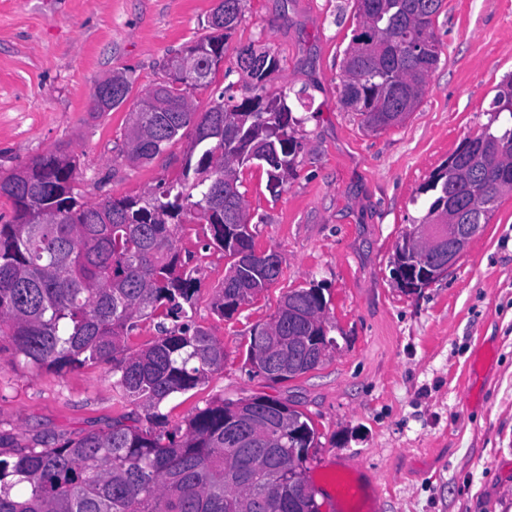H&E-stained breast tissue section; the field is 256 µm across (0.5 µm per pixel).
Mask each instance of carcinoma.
<instances>
[{
	"mask_svg": "<svg viewBox=\"0 0 512 512\" xmlns=\"http://www.w3.org/2000/svg\"><path fill=\"white\" fill-rule=\"evenodd\" d=\"M246 0H221L224 22L207 19L211 33L187 46H205L202 71L160 84V112L129 110L127 156L151 161L175 141L191 138L182 178L157 185L145 198H108L89 204L75 191L76 159L59 147L0 174V197L13 216L0 224V336L35 368L62 371L112 365L117 400L133 402L146 420L125 416L112 426L51 448H22L0 457V512H319L306 467L316 432L294 406L267 396L218 401L186 429L159 430L163 402L205 383L224 364V345L195 325L199 288L176 247V230L193 212L209 225L211 246L224 252L228 273L214 310L230 316L273 284L283 261L256 249L239 168L266 170L279 186L294 166L297 143L288 134L286 95H262L278 71L269 52L240 53L258 94L236 100L234 83L199 110L189 91L208 89ZM359 16L343 58L340 101L374 133L413 112L438 61L435 19L443 0H356ZM120 94L91 104L102 114L129 100L133 83L112 75ZM512 192V126L463 139L448 161L420 188L430 194L422 223L457 199L459 223H489L497 202ZM404 233L395 246L392 274L416 290L436 280L430 254L416 253ZM321 289L283 295L273 320L251 331L250 372L272 382L317 369L328 337ZM143 317L159 320V336L132 351L122 344ZM253 415L264 447L232 448L224 435L239 427L237 408ZM293 423V431L264 427L266 415Z\"/></svg>",
	"mask_w": 512,
	"mask_h": 512,
	"instance_id": "cac0c4a2",
	"label": "carcinoma"
}]
</instances>
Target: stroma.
Listing matches in <instances>:
<instances>
[{"mask_svg": "<svg viewBox=\"0 0 512 512\" xmlns=\"http://www.w3.org/2000/svg\"><path fill=\"white\" fill-rule=\"evenodd\" d=\"M218 0H0V174L67 146L84 200L142 198L182 171L186 141L149 162L122 151L127 108L91 117L95 87L113 73L134 94L162 83L167 57L203 36ZM358 24L355 0H248L224 48L225 82L253 96L239 52L269 51L279 70L266 92L307 88L289 100L295 167L277 190L264 169H243L258 250L283 257L279 280L227 317L212 309L228 265L190 215L177 247L200 281L195 322L224 346L205 384L161 407L168 427L224 399L296 402L317 432L306 462L313 486L337 461L381 491L380 512H512V194L448 273L415 292L399 288L392 255L427 212L420 192L465 137L492 119L512 77V0H444L435 20L440 60L420 103L400 125L368 132L339 101L344 52ZM322 288L338 342L318 369L281 383L250 375L252 329L271 321L292 288ZM116 404L112 368L56 372L26 365L0 338V436L13 448L75 438L139 413Z\"/></svg>", "mask_w": 512, "mask_h": 512, "instance_id": "35a3bbf8", "label": "stroma"}]
</instances>
